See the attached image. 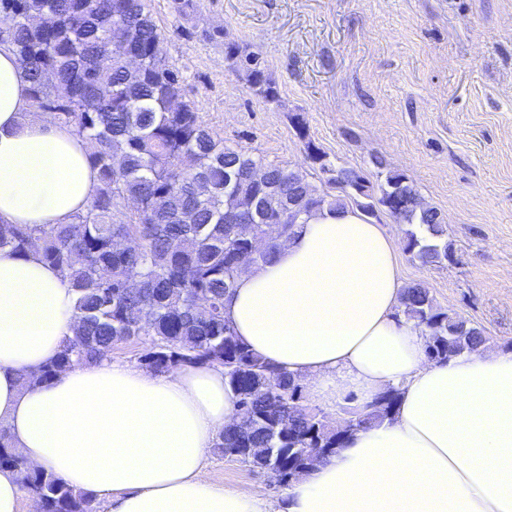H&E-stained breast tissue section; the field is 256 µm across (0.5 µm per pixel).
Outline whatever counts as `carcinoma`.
I'll return each mask as SVG.
<instances>
[{
    "label": "carcinoma",
    "instance_id": "1",
    "mask_svg": "<svg viewBox=\"0 0 512 512\" xmlns=\"http://www.w3.org/2000/svg\"><path fill=\"white\" fill-rule=\"evenodd\" d=\"M151 0H0V47L27 58L32 106L54 114L89 147L99 186L71 224H2L0 250L31 249L62 271L76 292L75 336L28 377L48 383L58 373L112 353V345L145 337L140 362L155 372L176 365L224 368L238 419L216 448L251 470L288 486L311 465L344 446L346 432L301 404L293 376L241 343L224 320V298L240 274L272 260L279 246L270 220L284 231L317 211L351 204L373 218L395 199L391 216L416 225L405 251L424 265L452 258L448 225L422 207L408 177L395 170L374 186L362 171L333 165L312 142L308 158L338 194L321 193L307 174L264 162L224 144L184 100L183 80L169 64ZM250 88L269 102L278 90L255 57L224 44ZM264 168L260 185L250 175ZM133 200L138 210L119 207ZM257 213L241 236L234 210ZM402 314L426 337V355L442 362L486 346L483 330L438 308L428 289L405 288ZM398 393L389 390L351 420V428L392 419ZM0 468H16L8 431L0 425ZM43 512H94L92 500L38 469L20 472Z\"/></svg>",
    "mask_w": 512,
    "mask_h": 512
}]
</instances>
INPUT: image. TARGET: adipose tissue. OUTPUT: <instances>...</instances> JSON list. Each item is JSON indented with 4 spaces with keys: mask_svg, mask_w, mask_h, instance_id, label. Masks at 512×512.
I'll return each mask as SVG.
<instances>
[{
    "mask_svg": "<svg viewBox=\"0 0 512 512\" xmlns=\"http://www.w3.org/2000/svg\"><path fill=\"white\" fill-rule=\"evenodd\" d=\"M98 185L86 143L34 110L23 63L0 50V222L71 223ZM400 260L383 225L325 209L224 300L239 340L303 381L321 413L399 394L391 420L291 483L286 512H512V352L429 360L398 316ZM74 300L38 253L0 251V424L27 464L108 512H270L259 491L202 476L238 414L222 369L103 360L24 384L73 336Z\"/></svg>",
    "mask_w": 512,
    "mask_h": 512,
    "instance_id": "ef3b65f1",
    "label": "adipose tissue"
}]
</instances>
